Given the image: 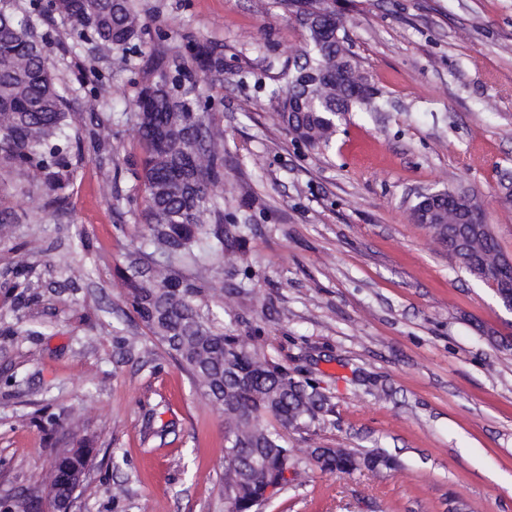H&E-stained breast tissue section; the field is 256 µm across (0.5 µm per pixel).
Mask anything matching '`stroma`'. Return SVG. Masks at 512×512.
<instances>
[{
    "label": "stroma",
    "mask_w": 512,
    "mask_h": 512,
    "mask_svg": "<svg viewBox=\"0 0 512 512\" xmlns=\"http://www.w3.org/2000/svg\"><path fill=\"white\" fill-rule=\"evenodd\" d=\"M329 4L386 105L349 113L326 150L278 120L273 92L305 41L279 0H135L145 30L129 52L40 23L79 136L89 90L112 133L84 151L62 209L36 210L37 185L0 173L15 214L0 240V500L44 495L57 451L83 439L72 512H227L224 415L152 342L121 280L145 229L135 101L155 60L201 41L221 60L190 75L224 134V221L251 227L208 272L224 326L333 406L287 432L288 482L262 512H512V313L409 217L419 193L468 190L512 258V0ZM81 238L89 250L73 252ZM66 252L73 288L16 313L13 268L48 284ZM117 328L137 345L122 360ZM313 448L398 464L330 472Z\"/></svg>",
    "instance_id": "stroma-1"
}]
</instances>
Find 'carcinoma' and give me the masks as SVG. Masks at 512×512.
<instances>
[{"label": "carcinoma", "instance_id": "carcinoma-1", "mask_svg": "<svg viewBox=\"0 0 512 512\" xmlns=\"http://www.w3.org/2000/svg\"><path fill=\"white\" fill-rule=\"evenodd\" d=\"M319 12L304 27L305 45L294 69L275 91L278 117L294 138L311 149L326 147L337 122L348 112L378 111L379 96L362 91L358 63L346 48V31L327 0H305ZM42 17L67 18L78 35L126 49L141 37V23L132 0H32ZM202 71L219 66L204 45L189 49ZM211 95L204 88H185L181 63L161 71L136 100L140 172L145 191L146 234L136 252L147 271L128 267L127 298L152 338L189 374L195 389L224 413L226 453L249 459L257 467H228L224 482L233 494L236 512H256L268 500L269 487L284 480L290 448L280 429L306 430L332 411L316 385L295 378L288 368L240 337L224 330L218 308L209 304L212 290L206 276L209 261L235 254L245 240L247 224L224 223V202L214 188L224 184V143L208 111ZM89 122L95 128L90 145L109 136V120L96 112V98L86 94ZM72 122L68 100L35 34L30 15L0 13V169H19L43 190L42 208H59L77 175L80 138L68 132ZM433 236L452 249L462 268L477 276L492 266L500 251L486 247L487 234L472 240V250L456 251L450 233L438 226ZM195 272L182 274L178 265ZM32 267L12 271L10 288L18 291L16 307L39 301L40 280ZM93 449L58 451L51 498L64 502L78 486L75 474L86 473ZM321 469L350 473L361 467L390 468L384 453L355 454L342 448H312ZM10 506L16 512H42L43 503L21 494Z\"/></svg>", "mask_w": 512, "mask_h": 512}]
</instances>
